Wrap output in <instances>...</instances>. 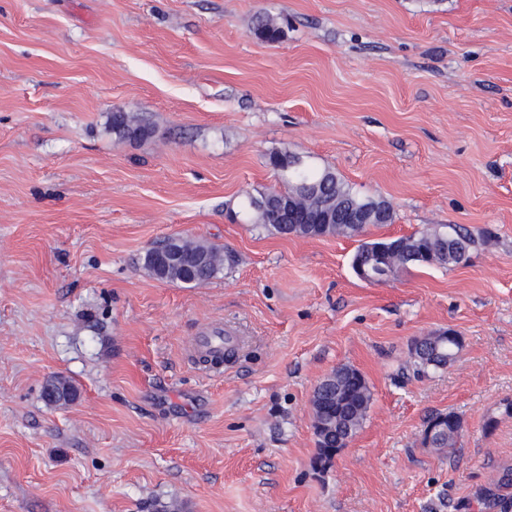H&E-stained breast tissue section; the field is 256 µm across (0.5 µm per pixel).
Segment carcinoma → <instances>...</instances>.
I'll list each match as a JSON object with an SVG mask.
<instances>
[{
  "mask_svg": "<svg viewBox=\"0 0 512 512\" xmlns=\"http://www.w3.org/2000/svg\"><path fill=\"white\" fill-rule=\"evenodd\" d=\"M254 34L265 41L277 42L284 37L282 24L264 16L253 27ZM112 133L129 141H141L150 137L153 128L128 112L116 110L111 117ZM288 173L287 185L282 190L266 192L256 198L247 195L243 208L254 213V223L282 235L300 237H318L325 235H343L356 237L365 231L363 224H345L343 222L327 224H296L288 216L280 202L288 199H301L308 208L316 211L339 214L343 217L367 214L371 224L382 226L394 221V212L384 199L360 196L353 192L335 172L315 170L310 167ZM404 247L394 249V240L383 242H364L354 255V259L364 263H374V248L383 244L392 249L390 255L391 273H396L410 265L420 266H456L463 262L471 245V238L463 231L454 228L450 233L438 230L421 231L403 238ZM183 252L189 254V260L201 258L196 266L193 284L207 282L218 276L226 267L236 262L235 254L207 244L192 243L184 240L176 242ZM167 251L166 243L149 249L144 257V268L160 280L182 284L180 270L175 266L160 265V256ZM463 341L460 336H448L442 332L425 336L415 341L411 348L414 366L417 372L429 368H441L453 362L461 350ZM371 391L364 376L355 368L340 367L322 381L312 399L316 437V463L326 465L332 460V451L346 447L345 438L356 435L362 427L371 403ZM462 422L453 412H435L424 421L423 442L432 448L445 451L456 447L461 438ZM512 486V468H505L497 485L487 488L480 494L481 504L489 512H512V496L500 493V489Z\"/></svg>",
  "mask_w": 512,
  "mask_h": 512,
  "instance_id": "obj_1",
  "label": "carcinoma"
}]
</instances>
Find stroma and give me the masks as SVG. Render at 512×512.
<instances>
[{
  "instance_id": "1",
  "label": "stroma",
  "mask_w": 512,
  "mask_h": 512,
  "mask_svg": "<svg viewBox=\"0 0 512 512\" xmlns=\"http://www.w3.org/2000/svg\"><path fill=\"white\" fill-rule=\"evenodd\" d=\"M116 109L154 136L119 139ZM276 151L390 202L367 238L457 225L466 261L373 285L357 239L233 217L280 188ZM171 236L236 262L157 280ZM214 326L242 339L218 374L186 358ZM448 328L456 361L416 373ZM344 365L372 401L319 470L311 399ZM56 376L74 401L43 399ZM510 401L512 0H0V512H480ZM253 32L258 38L268 42H277L285 34L283 25L270 16L259 18L253 27ZM167 240L149 249L144 257V268L147 272L151 276L163 281L182 285H197L217 277L224 267H231L236 262L235 254L226 248L223 254L220 249L213 245L192 243L179 239L176 242V246L183 252L192 255L188 258L191 262L194 261L193 256L201 258L200 265H197L195 268L193 283H186L177 267H161L160 265V256L164 254L171 245V243H169L166 246ZM462 346L461 336H448L447 331L416 340L412 345L411 354L417 373L425 372L429 368L447 366L448 362L455 360ZM445 426L447 432L438 434L437 428ZM433 434L430 436V433ZM462 422L454 412H435L424 421L423 442L431 448L445 451L456 448L461 438Z\"/></svg>"
}]
</instances>
